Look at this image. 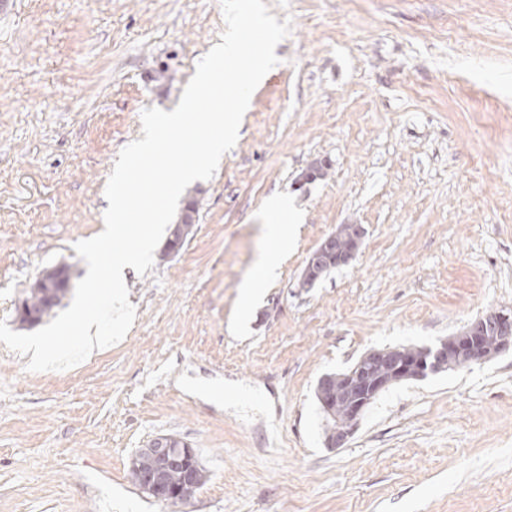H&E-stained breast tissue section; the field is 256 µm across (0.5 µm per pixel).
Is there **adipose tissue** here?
<instances>
[{"label":"adipose tissue","instance_id":"obj_1","mask_svg":"<svg viewBox=\"0 0 512 512\" xmlns=\"http://www.w3.org/2000/svg\"><path fill=\"white\" fill-rule=\"evenodd\" d=\"M288 201L281 196L270 199L264 223L263 248L250 276L241 285L243 300L254 303L261 299L268 283L276 276L279 261L293 241L288 223Z\"/></svg>","mask_w":512,"mask_h":512}]
</instances>
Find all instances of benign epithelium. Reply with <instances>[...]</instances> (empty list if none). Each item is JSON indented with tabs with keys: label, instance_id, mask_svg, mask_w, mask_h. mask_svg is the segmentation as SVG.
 Instances as JSON below:
<instances>
[{
	"label": "benign epithelium",
	"instance_id": "benign-epithelium-1",
	"mask_svg": "<svg viewBox=\"0 0 512 512\" xmlns=\"http://www.w3.org/2000/svg\"><path fill=\"white\" fill-rule=\"evenodd\" d=\"M195 207L186 204L183 214L173 225L165 251L177 252L185 235L193 229ZM364 239L359 224H341L309 254L302 283L311 286L334 267L349 264ZM512 348V312L493 311L474 320L464 331L449 337L433 348L421 351L398 349L373 350L343 375L325 376L319 382L321 403L336 414L338 424L330 441L332 447L343 446L369 405L392 384L423 377L456 356L465 365L480 363ZM141 454L150 466L135 467L138 485L148 495L166 502L177 498L191 499L200 489L196 478L197 457L191 446L171 436L154 439Z\"/></svg>",
	"mask_w": 512,
	"mask_h": 512
}]
</instances>
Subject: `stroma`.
Listing matches in <instances>:
<instances>
[{"label":"stroma","mask_w":512,"mask_h":512,"mask_svg":"<svg viewBox=\"0 0 512 512\" xmlns=\"http://www.w3.org/2000/svg\"><path fill=\"white\" fill-rule=\"evenodd\" d=\"M290 34L192 234L129 272L135 321L65 371L0 342V512H512V350L402 381L329 447L320 379L512 309V0H265ZM225 29L220 0H18L0 25V318L86 265L141 112L173 110ZM325 177L297 188L311 162ZM285 194L296 246L240 335V286ZM340 224L349 264L301 284ZM195 449L186 503L134 484L156 437Z\"/></svg>","instance_id":"stroma-1"}]
</instances>
